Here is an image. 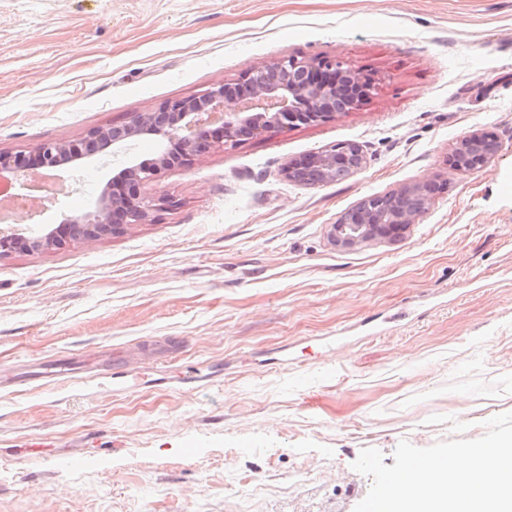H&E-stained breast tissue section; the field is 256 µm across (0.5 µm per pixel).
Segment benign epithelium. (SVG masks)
<instances>
[{
	"label": "benign epithelium",
	"mask_w": 512,
	"mask_h": 512,
	"mask_svg": "<svg viewBox=\"0 0 512 512\" xmlns=\"http://www.w3.org/2000/svg\"><path fill=\"white\" fill-rule=\"evenodd\" d=\"M374 79L340 62L314 65L293 57L247 71L234 81L220 83L205 93L170 100L152 112H138L124 122L92 130L74 142H47L24 153L0 152V174H8L15 199H39L31 194L33 170L71 171L101 154L128 149L143 136L159 140L157 157L148 163L129 160L102 187L92 209L36 229L0 226V257L14 252L62 249L74 240L93 242L124 235L149 220L160 204L148 199L143 186L165 171L188 164L214 143L235 145L257 139L268 129L327 122L362 103ZM494 137L471 134L451 149L447 165L459 172L481 168L498 156ZM364 155L356 144L319 150L284 168L286 177L306 184L336 182L362 166ZM435 190L431 181L406 186L392 196L395 208L377 213L362 199L327 230L329 243L339 250L403 238L424 216Z\"/></svg>",
	"instance_id": "obj_1"
}]
</instances>
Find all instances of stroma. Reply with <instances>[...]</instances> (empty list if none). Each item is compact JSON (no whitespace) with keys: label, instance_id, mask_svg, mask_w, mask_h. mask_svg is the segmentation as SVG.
<instances>
[{"label":"stroma","instance_id":"stroma-1","mask_svg":"<svg viewBox=\"0 0 512 512\" xmlns=\"http://www.w3.org/2000/svg\"><path fill=\"white\" fill-rule=\"evenodd\" d=\"M373 73L352 112L213 144L147 183L128 234L0 258V512H353L333 488L400 441L476 439L512 411V0H0V151L203 94L270 61ZM472 133L499 155L446 157ZM363 165L305 185L287 162ZM40 177L87 211L125 161ZM437 180L396 243L326 230ZM48 360L83 381L20 388ZM501 146L494 137L471 134L463 137L451 149L447 165L459 172L472 171L484 167L498 156ZM364 155L356 144L319 150L287 164L289 180L306 184L336 182L362 166Z\"/></svg>","mask_w":512,"mask_h":512}]
</instances>
